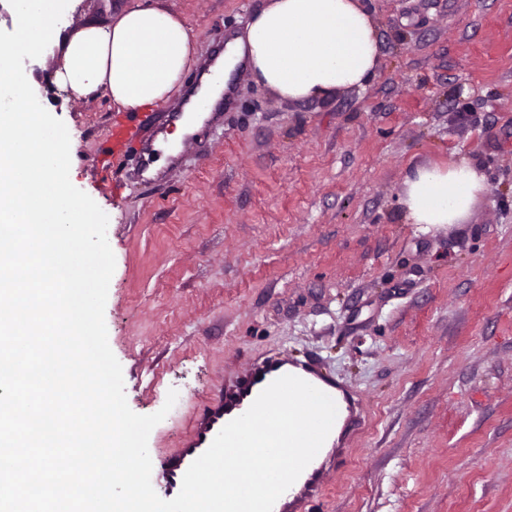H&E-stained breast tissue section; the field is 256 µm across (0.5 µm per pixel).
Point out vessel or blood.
I'll list each match as a JSON object with an SVG mask.
<instances>
[{"instance_id": "obj_1", "label": "vessel or blood", "mask_w": 512, "mask_h": 512, "mask_svg": "<svg viewBox=\"0 0 512 512\" xmlns=\"http://www.w3.org/2000/svg\"><path fill=\"white\" fill-rule=\"evenodd\" d=\"M284 375L300 377L327 395L336 393L335 383L325 379L314 366L295 362L287 354H273L252 364L228 383L214 389L180 448L161 462L156 485L160 487L163 499H172L179 493L186 470L207 450L217 433L245 413L271 382ZM325 477V462L313 459L297 481L279 497L273 512H298L301 504L321 491Z\"/></svg>"}]
</instances>
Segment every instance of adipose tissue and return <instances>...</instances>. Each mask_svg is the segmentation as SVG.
Listing matches in <instances>:
<instances>
[{
    "label": "adipose tissue",
    "mask_w": 512,
    "mask_h": 512,
    "mask_svg": "<svg viewBox=\"0 0 512 512\" xmlns=\"http://www.w3.org/2000/svg\"><path fill=\"white\" fill-rule=\"evenodd\" d=\"M193 55L181 18L132 0L112 21L87 23L64 40L56 80L76 97L102 94L136 112L168 101ZM222 60L225 72L245 65L282 98L314 101L365 85L381 46L361 0H268ZM405 186L411 222L433 226L466 222L486 190L481 170L465 160L416 168Z\"/></svg>",
    "instance_id": "obj_1"
}]
</instances>
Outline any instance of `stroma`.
<instances>
[{
  "label": "stroma",
  "instance_id": "35a3bbf8",
  "mask_svg": "<svg viewBox=\"0 0 512 512\" xmlns=\"http://www.w3.org/2000/svg\"><path fill=\"white\" fill-rule=\"evenodd\" d=\"M126 0H70L62 36ZM198 59L264 0H154ZM382 56L364 87L295 102L244 68L177 159L142 145L182 100L122 113L59 87L60 53L26 77L70 135L72 184L108 215L109 346L132 411L178 399L148 439L174 453L201 402L263 357L314 365L358 419L302 512H512V0H362ZM137 143L111 172L107 126ZM467 160L487 189L466 223L405 217L415 167Z\"/></svg>",
  "mask_w": 512,
  "mask_h": 512
}]
</instances>
